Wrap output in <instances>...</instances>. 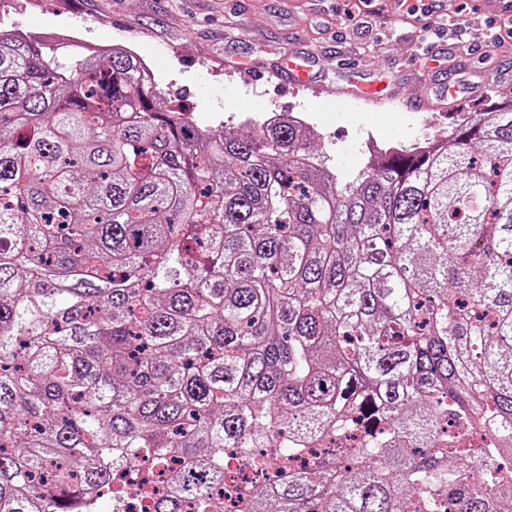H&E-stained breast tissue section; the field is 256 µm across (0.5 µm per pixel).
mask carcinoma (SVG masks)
<instances>
[{"mask_svg": "<svg viewBox=\"0 0 512 512\" xmlns=\"http://www.w3.org/2000/svg\"><path fill=\"white\" fill-rule=\"evenodd\" d=\"M119 45L0 32V512H94L134 451L224 512L512 498V100L351 175L295 120L207 132ZM308 461L294 470L295 463ZM235 465L240 469L241 477L235 487L230 490L225 487L224 489V511L225 512H236L239 508L238 494L235 492H242L248 488L254 481V470L250 466L247 460H235ZM229 491H234L231 495ZM236 503V505H235Z\"/></svg>", "mask_w": 512, "mask_h": 512, "instance_id": "obj_1", "label": "carcinoma"}]
</instances>
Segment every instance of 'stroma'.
Wrapping results in <instances>:
<instances>
[{
    "label": "stroma",
    "mask_w": 512,
    "mask_h": 512,
    "mask_svg": "<svg viewBox=\"0 0 512 512\" xmlns=\"http://www.w3.org/2000/svg\"><path fill=\"white\" fill-rule=\"evenodd\" d=\"M86 16L95 21L91 42L140 35L136 53L153 64L162 100L180 102L197 124L250 130L270 104L304 113L321 133L315 150L345 174L363 166L370 139L416 135L420 97L447 132L512 98V40L487 44L512 16V0H18L0 31L44 34ZM458 22L472 50L456 45ZM291 54L317 60L319 89L275 78L253 86L249 68ZM372 83L390 100L364 107L338 94Z\"/></svg>",
    "instance_id": "obj_1"
}]
</instances>
